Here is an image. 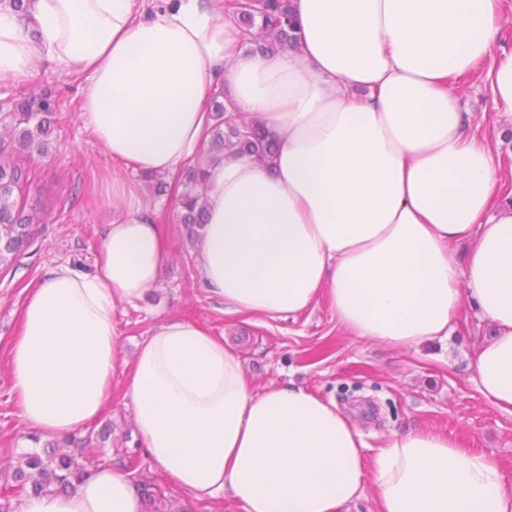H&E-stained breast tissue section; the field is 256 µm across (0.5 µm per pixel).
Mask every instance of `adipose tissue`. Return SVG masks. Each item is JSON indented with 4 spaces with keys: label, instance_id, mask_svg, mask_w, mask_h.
I'll return each instance as SVG.
<instances>
[{
    "label": "adipose tissue",
    "instance_id": "adipose-tissue-1",
    "mask_svg": "<svg viewBox=\"0 0 512 512\" xmlns=\"http://www.w3.org/2000/svg\"><path fill=\"white\" fill-rule=\"evenodd\" d=\"M0 0V81L46 54L84 76L80 120L118 168L95 270L68 265L29 286L11 351L13 390L34 431L96 420L124 372L150 459L197 497L244 512H346L366 482L375 512H512L498 462L412 427L373 461L335 403L293 384L253 392L241 360L205 327L170 320L131 360L117 303L155 284L168 241L124 169L176 177L208 140L226 86L280 147L269 165L225 154L206 171L195 252L228 312L297 315L328 296L351 335L391 349L445 340L463 307L493 329L474 353L482 396L512 415V190L500 177L512 130V47L504 0H292L297 49L246 52L223 0ZM497 138L479 135L455 92L476 67ZM467 250L457 265L451 250ZM129 477L94 468L72 494L21 512H142Z\"/></svg>",
    "mask_w": 512,
    "mask_h": 512
}]
</instances>
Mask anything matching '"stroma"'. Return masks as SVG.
Wrapping results in <instances>:
<instances>
[{
  "label": "stroma",
  "instance_id": "stroma-1",
  "mask_svg": "<svg viewBox=\"0 0 512 512\" xmlns=\"http://www.w3.org/2000/svg\"><path fill=\"white\" fill-rule=\"evenodd\" d=\"M29 83L0 82V104L29 96L59 101L49 154L36 163L29 198L41 207L34 245L9 270L0 273V487L6 485L19 457L34 450L12 390L10 349L19 331L25 288L57 265L94 270L97 237L112 210L101 195V181L111 158L78 118L84 77L63 73L47 56H38ZM178 194H157L147 182L144 205L156 212L170 239V258L156 285L135 303L118 304L112 325L123 355L158 324L178 318L208 327L242 362L253 390L288 382L336 404L352 416L365 442L366 459L395 433L417 426L453 438L460 447L495 457L512 477V415L479 392L471 369L474 350L491 335L490 327L470 308L446 343L391 350L347 333L328 298L295 316L229 314L224 302L205 288L194 249L180 222ZM117 375L100 423L113 427L109 456L139 449L132 409ZM144 473L164 491L179 512H243L224 494L198 499L188 494L150 459Z\"/></svg>",
  "mask_w": 512,
  "mask_h": 512
}]
</instances>
